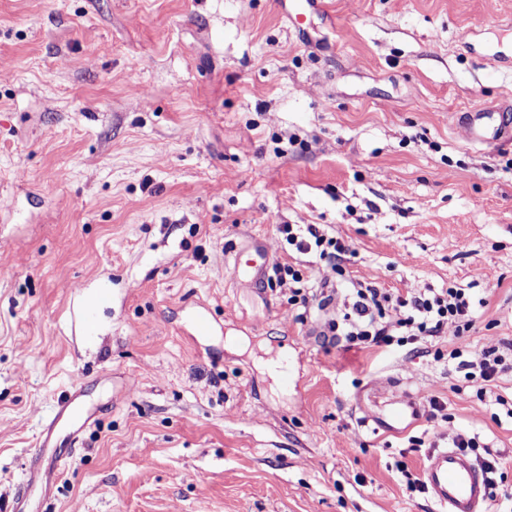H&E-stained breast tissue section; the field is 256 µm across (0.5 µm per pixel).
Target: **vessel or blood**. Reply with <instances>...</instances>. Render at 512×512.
Segmentation results:
<instances>
[{"label": "vessel or blood", "instance_id": "obj_1", "mask_svg": "<svg viewBox=\"0 0 512 512\" xmlns=\"http://www.w3.org/2000/svg\"><path fill=\"white\" fill-rule=\"evenodd\" d=\"M470 139L492 143L512 136V123L500 121L493 129H486L478 116L465 115L462 119ZM272 263V255L262 242L238 252L233 261L232 274L236 280L260 285L265 281ZM421 406L417 397L401 392L390 401L383 424L390 430L410 425L419 420ZM90 420L89 409L81 402L79 392L61 399L58 408L43 431L39 452L26 474L25 490L44 489L49 478L42 467L47 459H57L59 437L75 440ZM425 488L444 512H487L491 484L486 472L472 458L454 448L433 449L424 469Z\"/></svg>", "mask_w": 512, "mask_h": 512}]
</instances>
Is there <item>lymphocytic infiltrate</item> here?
<instances>
[{
	"instance_id": "f902f5d3",
	"label": "lymphocytic infiltrate",
	"mask_w": 512,
	"mask_h": 512,
	"mask_svg": "<svg viewBox=\"0 0 512 512\" xmlns=\"http://www.w3.org/2000/svg\"><path fill=\"white\" fill-rule=\"evenodd\" d=\"M288 245L303 254H313L316 261L342 267L351 250L340 239L328 236L317 224H284L279 228ZM342 319L331 321L332 335L341 337L345 348H388L412 345L414 353L430 355L433 339L445 329L460 336L471 330L474 322L472 297L458 287L426 288L405 297L359 282L346 294ZM449 359L455 360L465 377L478 381L479 397L490 393L501 375L512 373V342L506 347L482 349L475 360H467L461 348H453Z\"/></svg>"
}]
</instances>
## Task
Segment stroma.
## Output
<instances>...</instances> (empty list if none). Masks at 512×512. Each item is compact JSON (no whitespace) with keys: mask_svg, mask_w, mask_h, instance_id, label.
Returning a JSON list of instances; mask_svg holds the SVG:
<instances>
[{"mask_svg":"<svg viewBox=\"0 0 512 512\" xmlns=\"http://www.w3.org/2000/svg\"><path fill=\"white\" fill-rule=\"evenodd\" d=\"M322 2L299 33L281 0H0V512L76 381L93 418L37 512H442L397 465L460 435L512 512V377L484 404L456 361L328 331L349 282L457 284L474 327L433 348L512 341V143L452 120L512 85V0ZM253 240L301 271L305 320L287 286L233 278ZM100 282L72 336L70 289ZM399 389L443 408L367 422ZM320 224H283L279 232L288 245L303 254L312 253L317 262L332 263L336 269L352 256L349 246L340 239L328 236Z\"/></svg>","mask_w":512,"mask_h":512,"instance_id":"obj_1","label":"stroma"}]
</instances>
